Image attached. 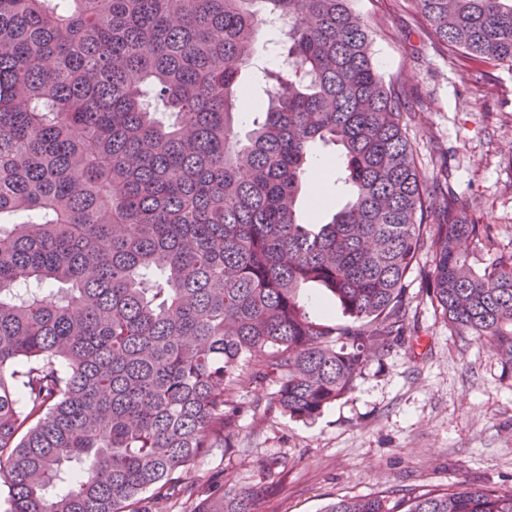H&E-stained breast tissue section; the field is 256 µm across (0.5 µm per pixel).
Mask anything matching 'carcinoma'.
Segmentation results:
<instances>
[{
  "label": "carcinoma",
  "instance_id": "1",
  "mask_svg": "<svg viewBox=\"0 0 512 512\" xmlns=\"http://www.w3.org/2000/svg\"><path fill=\"white\" fill-rule=\"evenodd\" d=\"M469 67L512 63V0H411ZM287 22L288 77L240 135L241 69L264 21ZM350 0H0V497L5 512H258L195 481L239 430L230 401L311 423L404 340L405 278L460 335L512 367V255L448 167L428 179ZM343 148L351 199L304 224L313 147ZM349 317L311 321L299 289ZM67 487L64 493L59 486ZM322 512H512V486L458 483Z\"/></svg>",
  "mask_w": 512,
  "mask_h": 512
}]
</instances>
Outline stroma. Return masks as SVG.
<instances>
[{"label":"stroma","instance_id":"1","mask_svg":"<svg viewBox=\"0 0 512 512\" xmlns=\"http://www.w3.org/2000/svg\"><path fill=\"white\" fill-rule=\"evenodd\" d=\"M373 35V60L407 108L401 122L424 175L447 166L456 196L490 225L489 244L466 243L477 270L512 253V65L483 78L460 66L409 0H351ZM432 256L406 278L404 343L370 360L355 389L312 423L256 409L272 383L240 390L239 433L196 469L225 486L266 470L261 512H322L341 496L385 489L512 484V368L482 341L457 335L425 296Z\"/></svg>","mask_w":512,"mask_h":512}]
</instances>
